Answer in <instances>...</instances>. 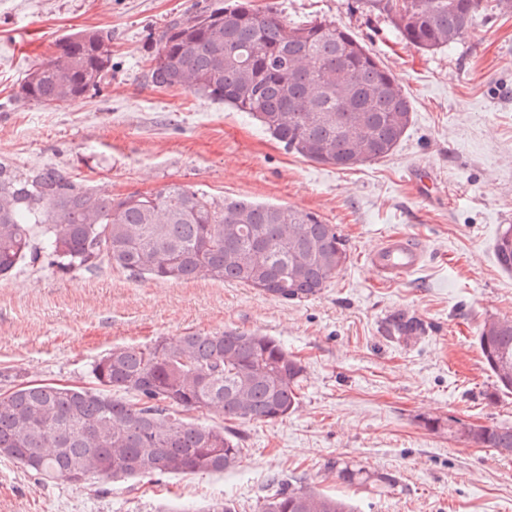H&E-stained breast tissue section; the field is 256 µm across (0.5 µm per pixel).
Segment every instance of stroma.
Returning a JSON list of instances; mask_svg holds the SVG:
<instances>
[{"label":"stroma","mask_w":512,"mask_h":512,"mask_svg":"<svg viewBox=\"0 0 512 512\" xmlns=\"http://www.w3.org/2000/svg\"><path fill=\"white\" fill-rule=\"evenodd\" d=\"M210 2L0 0V160L58 167L111 196L182 184L314 212L337 225L345 265L301 302L203 278L136 281L107 265L76 275L23 267L0 279V394L27 381L89 387L112 347L237 328L301 358V403L281 421L236 423L243 464L224 473L79 487L1 457L0 512H199L221 497L257 512L282 478L346 496L355 512H512V456L446 427L452 416L512 426V393L497 391L476 342L486 319H512V273L494 251L512 225V9L489 0L462 41L426 52L355 0H276L288 24L346 28L412 102L392 156L341 171L287 152L246 113L147 82L154 29ZM82 28L112 34L106 84L60 107L19 100L55 39ZM418 171L432 177V195L416 190ZM390 235L425 251L419 270L392 282L367 260ZM397 313L419 319L424 335L386 336ZM337 459L395 483L342 484L329 470Z\"/></svg>","instance_id":"1"}]
</instances>
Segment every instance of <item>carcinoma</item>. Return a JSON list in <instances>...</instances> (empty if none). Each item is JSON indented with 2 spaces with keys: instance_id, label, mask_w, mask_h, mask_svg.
<instances>
[{
  "instance_id": "1",
  "label": "carcinoma",
  "mask_w": 512,
  "mask_h": 512,
  "mask_svg": "<svg viewBox=\"0 0 512 512\" xmlns=\"http://www.w3.org/2000/svg\"><path fill=\"white\" fill-rule=\"evenodd\" d=\"M387 18L422 51L466 37L486 0H357ZM112 32L61 37L35 64L20 96L41 106L73 102L106 80ZM157 88L187 89L246 112L290 153L337 169L381 160L399 146L412 105L394 76L345 29L325 21L292 27L275 3L223 0L178 16L155 32L146 72ZM512 273V225L496 242ZM347 260L336 225L314 212L246 197L213 199L171 184L149 195L102 198L66 171H23L0 163V277L22 264L62 273L107 264L156 281L199 277L247 285L284 301L319 295ZM391 336H417L423 324L398 313ZM498 390L512 392V320L490 319L477 336ZM305 367L272 336L238 329L188 332L141 346H115L95 362L94 387L22 384L0 397V457L44 481L81 474L124 480L146 474L220 473L240 467L241 437L228 427L184 420L212 409L226 421H281L301 402ZM114 391L134 394L123 401ZM512 450V426L448 419V436ZM349 486L369 475L329 464ZM258 512H354L343 498L277 482Z\"/></svg>"
}]
</instances>
